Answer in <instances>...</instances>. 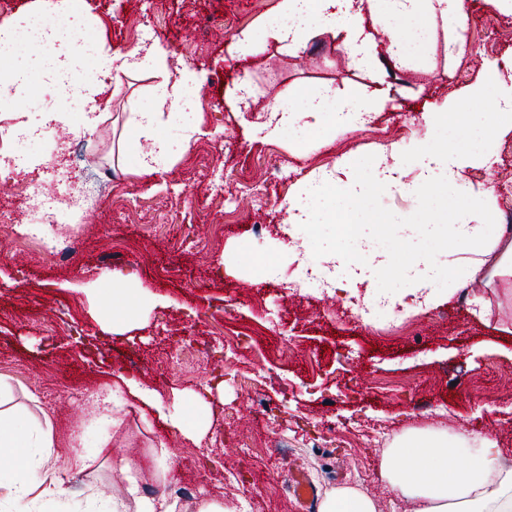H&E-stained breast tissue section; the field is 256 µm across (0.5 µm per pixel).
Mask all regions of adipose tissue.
Returning a JSON list of instances; mask_svg holds the SVG:
<instances>
[{"instance_id":"1","label":"adipose tissue","mask_w":512,"mask_h":512,"mask_svg":"<svg viewBox=\"0 0 512 512\" xmlns=\"http://www.w3.org/2000/svg\"><path fill=\"white\" fill-rule=\"evenodd\" d=\"M368 17L376 27L390 32L387 54L396 64L409 63L414 51L429 42L432 24L438 20L448 22L450 44L460 47L465 43L466 0H281L278 14L266 27V35L294 54L313 34H334L350 64L368 71L374 66L373 45L363 26ZM63 40L57 29L37 30L34 41L40 45V52L12 67L8 80L0 83V96L8 94L12 87L27 86L35 71L46 78L49 87L69 90L71 78L84 57V48L73 41L66 50H55V43ZM168 58V48L157 41L126 53L111 54L100 49L95 55L98 73L104 78L114 73L130 76L147 69L163 70ZM195 78L191 70H180L174 83L156 87L155 108L137 114L131 136L151 139L150 149L133 157L141 172L165 170L171 145L158 130L159 111L165 108L174 115L194 111L195 105L186 100L183 88ZM488 83L496 88L491 100L494 119L489 127L499 135L510 132L512 58L490 62L484 85L471 87L470 96L482 97ZM389 104L388 96H372L364 86L340 94L324 84L303 93L296 104H269L267 121L256 125L253 132L272 136L285 128L299 138L316 133L325 141L336 133L367 125L374 113ZM477 162L487 167L492 164L490 158H475L469 149L453 141L438 149L418 146L410 170L396 150L380 156L369 173L345 162L333 174L305 183L289 195L288 221L298 226L313 223L317 203L335 188H342L343 202L333 220L343 225L353 250L328 251L326 261L335 270L337 289L349 292L364 282L366 266L375 258L372 236L385 231L390 223L388 217L365 211L364 204L372 193L387 187L414 195L429 186L451 185L468 195L472 188L462 182L461 175ZM448 237L473 249L474 258L466 262L470 272L480 271L485 257L492 255L496 258L494 275L506 282L512 280V239L503 243L489 238L480 211H471L462 222H449ZM397 268L409 283L411 295L426 300L431 299L432 288L445 273L437 259L421 251L398 261ZM7 396L5 385L0 384V472L8 474L5 486L13 512H33L30 493H37L38 499L46 502L67 493L64 481L58 477L38 482L32 479L35 462L49 455L54 446L53 423L47 417L35 425L19 412L4 408ZM460 450L469 458L467 467L461 471L448 464L449 452ZM380 470L392 489L410 503L411 512H512V464L503 461L496 441L486 437L466 432L450 435L436 429L409 431L384 451Z\"/></svg>"}]
</instances>
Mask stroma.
<instances>
[{"mask_svg": "<svg viewBox=\"0 0 512 512\" xmlns=\"http://www.w3.org/2000/svg\"><path fill=\"white\" fill-rule=\"evenodd\" d=\"M138 2L86 0L93 22L85 36L124 53L153 32L170 51L166 70L109 80L97 93L86 81L50 92L37 79L15 107L0 109V157L19 155L13 176L0 177L1 208L39 204L27 191L29 174L49 157L57 132L69 137L62 167L83 186L59 205L50 232L0 224V381L10 387L11 407L35 421L51 418L55 448L42 467L68 489L46 512H85L122 488L124 475L112 468L120 454L137 462L142 494L178 499L181 512H195L203 497L231 508L242 496L248 512H300L291 491L299 468L317 495L353 486L377 512H408L380 460L388 441L409 430L485 436L512 462V298L500 280L468 277L459 266L437 282L430 308L401 318L362 309L342 292L299 286L302 263L322 261L330 245L350 250L351 242L339 225L321 220L291 247L285 205L300 184L340 161L368 167L400 145L409 165L414 145L453 137L493 159L463 173L477 196L379 189L365 209L422 224L460 220L477 207L496 236L512 216V133L476 140L456 120L433 128L426 115L447 98L457 112L488 113V99L467 91L489 61L512 55V14L495 0H467L464 49L450 45L436 23L430 43L392 75L381 34L369 72L350 66L328 33L297 56L273 41L262 54L231 56L235 36L262 33L281 0H154L146 11ZM208 15L222 16L223 25L201 29ZM184 66L199 76L200 110L178 120L162 112L168 170L142 173L132 155L150 142L128 139V131L136 112L153 107L154 87ZM244 78L256 103L240 112L234 96ZM323 84L340 93L365 85L395 104L318 149L287 130L253 136L267 105L294 103ZM18 109L33 123L47 112L61 120L53 133L22 139L12 131ZM276 163L285 177L270 178ZM216 164L224 169L220 193L206 175ZM74 234L81 247L73 257H52L60 237ZM448 246L433 233L407 242L389 232L371 243L394 258L416 249L442 258ZM105 273L130 296L117 324L98 287ZM478 297L489 303L488 317L477 314ZM138 387L160 394L161 407L135 395ZM110 391L122 406L91 416L94 396ZM194 396L211 411L198 443L170 420L175 403ZM73 448L87 457L84 470L69 467Z\"/></svg>", "mask_w": 512, "mask_h": 512, "instance_id": "1", "label": "stroma"}]
</instances>
